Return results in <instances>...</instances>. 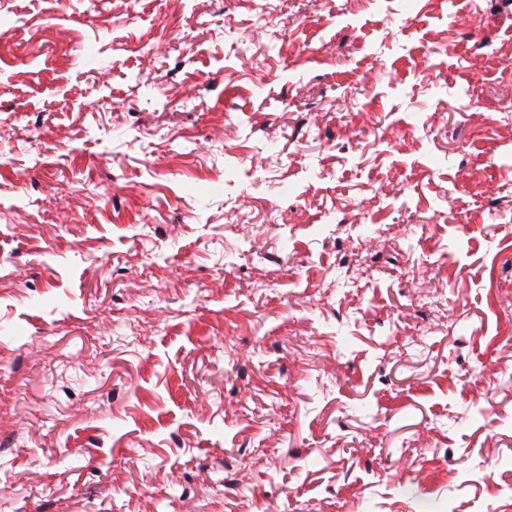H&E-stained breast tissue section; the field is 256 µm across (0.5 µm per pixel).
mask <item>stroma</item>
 <instances>
[{
    "label": "stroma",
    "mask_w": 512,
    "mask_h": 512,
    "mask_svg": "<svg viewBox=\"0 0 512 512\" xmlns=\"http://www.w3.org/2000/svg\"><path fill=\"white\" fill-rule=\"evenodd\" d=\"M0 512H512V0H0Z\"/></svg>",
    "instance_id": "35a3bbf8"
}]
</instances>
